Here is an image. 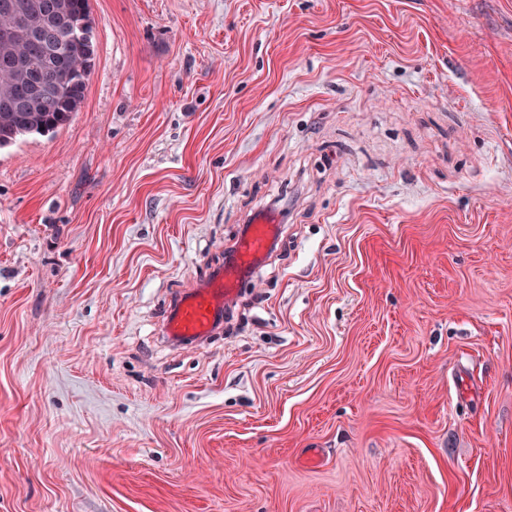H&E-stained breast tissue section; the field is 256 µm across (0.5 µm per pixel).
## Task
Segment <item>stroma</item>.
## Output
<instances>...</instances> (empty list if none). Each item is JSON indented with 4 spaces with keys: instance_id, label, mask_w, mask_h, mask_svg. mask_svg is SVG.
Here are the masks:
<instances>
[{
    "instance_id": "obj_1",
    "label": "stroma",
    "mask_w": 512,
    "mask_h": 512,
    "mask_svg": "<svg viewBox=\"0 0 512 512\" xmlns=\"http://www.w3.org/2000/svg\"><path fill=\"white\" fill-rule=\"evenodd\" d=\"M91 9L81 111L0 149V512H512V0ZM283 234L278 216L254 212L226 246L224 263L192 279L167 302L158 334L173 348L207 343L224 330L240 300L242 287L262 269Z\"/></svg>"
}]
</instances>
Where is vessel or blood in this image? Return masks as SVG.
Listing matches in <instances>:
<instances>
[{
	"label": "vessel or blood",
	"mask_w": 512,
	"mask_h": 512,
	"mask_svg": "<svg viewBox=\"0 0 512 512\" xmlns=\"http://www.w3.org/2000/svg\"><path fill=\"white\" fill-rule=\"evenodd\" d=\"M283 234L277 215L254 212L226 246L224 263L194 277L167 302L158 334L173 348L207 343L220 333L241 297L243 286L272 256Z\"/></svg>",
	"instance_id": "vessel-or-blood-1"
}]
</instances>
